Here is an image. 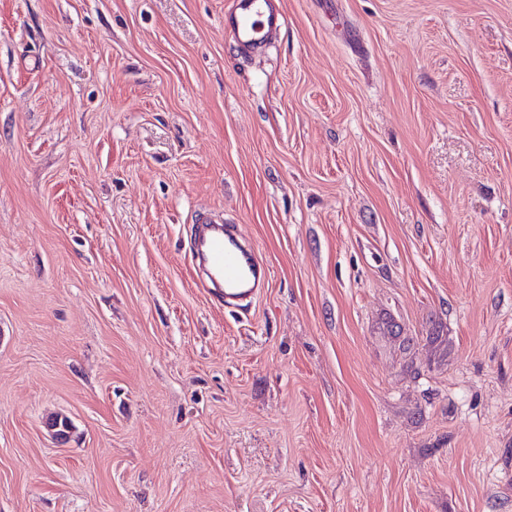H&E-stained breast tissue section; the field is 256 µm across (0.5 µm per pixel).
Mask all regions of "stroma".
Masks as SVG:
<instances>
[{
  "label": "stroma",
  "mask_w": 512,
  "mask_h": 512,
  "mask_svg": "<svg viewBox=\"0 0 512 512\" xmlns=\"http://www.w3.org/2000/svg\"><path fill=\"white\" fill-rule=\"evenodd\" d=\"M232 2L0 0V512H512V0ZM271 0H234L224 15V30L231 33L243 53L259 51L267 37L285 22L284 16L270 8ZM189 254L193 266L206 277L198 280V286L225 309L252 302L270 277L256 247L241 237L237 225L208 214L198 220Z\"/></svg>",
  "instance_id": "obj_1"
}]
</instances>
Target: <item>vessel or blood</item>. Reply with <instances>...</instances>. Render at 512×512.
<instances>
[{"label": "vessel or blood", "mask_w": 512, "mask_h": 512, "mask_svg": "<svg viewBox=\"0 0 512 512\" xmlns=\"http://www.w3.org/2000/svg\"><path fill=\"white\" fill-rule=\"evenodd\" d=\"M283 21V15L271 9L270 0H233L224 16V28L241 52L253 53ZM189 254L193 266L204 273L199 287L228 309L254 300L270 277L256 247L241 237L237 226L208 214L198 220Z\"/></svg>", "instance_id": "1"}]
</instances>
